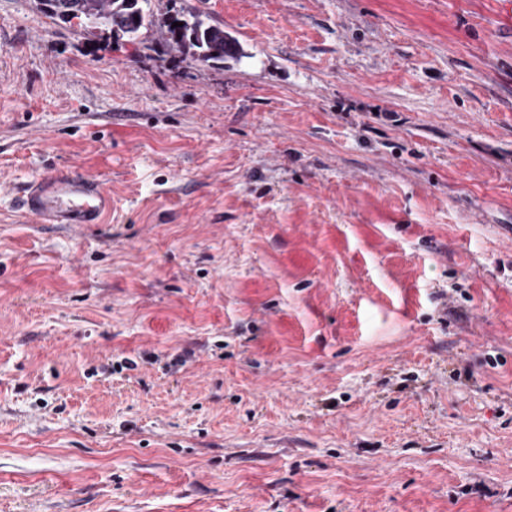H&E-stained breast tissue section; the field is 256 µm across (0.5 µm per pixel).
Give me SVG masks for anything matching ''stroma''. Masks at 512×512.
Wrapping results in <instances>:
<instances>
[{
  "label": "stroma",
  "mask_w": 512,
  "mask_h": 512,
  "mask_svg": "<svg viewBox=\"0 0 512 512\" xmlns=\"http://www.w3.org/2000/svg\"><path fill=\"white\" fill-rule=\"evenodd\" d=\"M159 5L0 0V512H512V0ZM37 9L55 21L70 23L78 19L90 35L134 42L142 31L156 28L161 44L169 51L212 66L223 67L228 60L243 54L238 40L224 25L199 11L179 15L156 11L151 0H38ZM174 22L179 26L173 27ZM20 206L36 224H101L114 210L99 178L68 171L28 185Z\"/></svg>",
  "instance_id": "35a3bbf8"
}]
</instances>
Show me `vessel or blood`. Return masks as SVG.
<instances>
[{
    "mask_svg": "<svg viewBox=\"0 0 512 512\" xmlns=\"http://www.w3.org/2000/svg\"><path fill=\"white\" fill-rule=\"evenodd\" d=\"M20 206L38 224H100L113 210L112 196L99 178L68 171L28 185Z\"/></svg>",
    "mask_w": 512,
    "mask_h": 512,
    "instance_id": "obj_1",
    "label": "vessel or blood"
}]
</instances>
